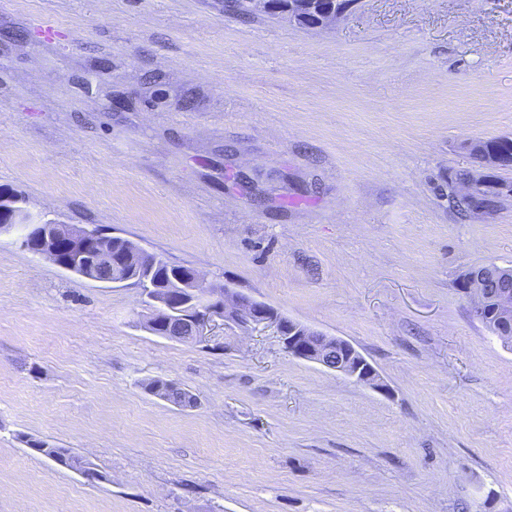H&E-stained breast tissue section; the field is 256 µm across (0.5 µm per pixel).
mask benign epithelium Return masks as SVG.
Returning a JSON list of instances; mask_svg holds the SVG:
<instances>
[{"mask_svg":"<svg viewBox=\"0 0 512 512\" xmlns=\"http://www.w3.org/2000/svg\"><path fill=\"white\" fill-rule=\"evenodd\" d=\"M336 2L340 3V6L321 12L316 26L328 25L349 10V6L343 0ZM249 4L256 14L286 18L296 25L307 19L309 13L317 10V0H290L286 8L276 5L272 0H249ZM5 212L14 216L15 223L1 225L0 234H18L19 245L31 255L47 259L63 270L78 268L82 278L89 281L113 285L136 282L144 286L141 290L143 299L151 304L156 314L168 315L175 311L177 306L184 308V314L190 316L192 323L191 334L180 337L182 341H205L209 328L219 320L224 326L233 325L246 330L273 326L280 336L283 349L288 354L316 363L372 389H384V384L373 365L352 343L341 337L327 336L320 331L316 333L314 329L300 322L296 323L298 334L292 336L287 333L284 321L258 305V301L247 299L229 288H214L198 273L192 278V285L186 288V293L178 296V300L165 296L157 297L151 294L150 273L152 268L158 265L159 256L144 253L143 271L136 275L128 273L124 275L123 280L114 281L112 277L103 274L106 269L112 270V259L107 247H101L95 258L87 259V248L99 236L95 229L74 224L37 222L17 196L0 195V214ZM24 224L39 229V233L28 244L21 237ZM466 293L472 304L474 316L481 317L485 309L491 306L500 317L512 319V293L496 288V282L480 276L473 277Z\"/></svg>","mask_w":512,"mask_h":512,"instance_id":"1","label":"benign epithelium"}]
</instances>
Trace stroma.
Segmentation results:
<instances>
[{
  "mask_svg": "<svg viewBox=\"0 0 512 512\" xmlns=\"http://www.w3.org/2000/svg\"><path fill=\"white\" fill-rule=\"evenodd\" d=\"M499 136L512 0H355L317 29L222 0H0L1 194L344 338L386 385L272 327L154 335L136 285L5 234L0 512H512V345L460 287L512 268V197L448 206L467 142ZM468 176L469 172H456L448 175V203L460 213L470 212L473 202L470 199L457 196L454 187L457 182L466 181ZM25 443L29 445L30 448H33L36 452L52 459L57 464L70 468L76 469L78 461L81 457L75 455L71 449L68 448H49V443L41 440H31L26 439ZM47 445L48 450H43L42 448Z\"/></svg>",
  "mask_w": 512,
  "mask_h": 512,
  "instance_id": "obj_1",
  "label": "stroma"
}]
</instances>
